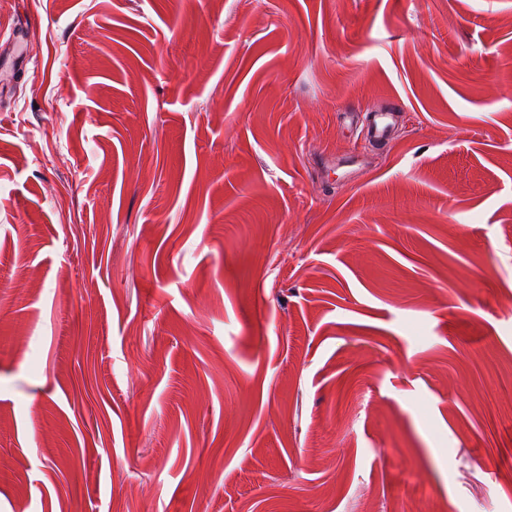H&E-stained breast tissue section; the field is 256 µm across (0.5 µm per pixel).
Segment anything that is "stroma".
<instances>
[{"instance_id":"obj_1","label":"stroma","mask_w":512,"mask_h":512,"mask_svg":"<svg viewBox=\"0 0 512 512\" xmlns=\"http://www.w3.org/2000/svg\"><path fill=\"white\" fill-rule=\"evenodd\" d=\"M24 16L0 512H512V0ZM395 112L382 110L373 112L367 125V137L376 143L389 141L395 127Z\"/></svg>"}]
</instances>
